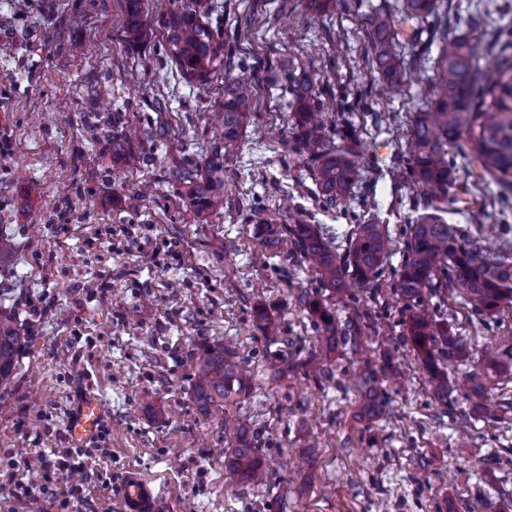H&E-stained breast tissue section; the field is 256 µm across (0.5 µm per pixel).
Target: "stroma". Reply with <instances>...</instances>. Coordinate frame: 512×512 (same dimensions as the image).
<instances>
[{
  "mask_svg": "<svg viewBox=\"0 0 512 512\" xmlns=\"http://www.w3.org/2000/svg\"><path fill=\"white\" fill-rule=\"evenodd\" d=\"M382 0H223L231 76L259 83L258 112L224 163V210L197 215L170 174L203 163L219 124L223 82L183 84L162 37L123 40L127 0H0V232L16 247L0 268V310L26 342L0 387V512H119L127 473L154 480L161 512H512V372L486 381L496 422L461 436L465 398L447 409L428 389L393 292V254L378 296L335 298L290 240L264 248L258 219L303 221L344 241L354 224L399 238L424 194L401 168L409 122L429 96L411 74L390 93L366 63L365 17ZM449 29L482 53L512 26V0H444ZM287 73H280L281 60ZM308 77L328 133L351 124L363 180L345 206H319L309 170L284 145L290 108ZM395 121H387L386 113ZM167 120V134L158 131ZM449 192L451 224H511L512 203L466 170ZM357 323L360 345L330 346L304 298ZM270 318L257 328L256 308ZM438 326L468 340L449 379L512 346V307L485 316L432 298ZM237 343L254 371L249 396L226 411L259 439L264 486L224 468L233 442L191 397L190 356ZM293 363L272 376L271 357ZM401 373L390 414L362 417L364 368ZM95 394L103 422L82 469L48 459L72 447L69 424Z\"/></svg>",
  "mask_w": 512,
  "mask_h": 512,
  "instance_id": "35a3bbf8",
  "label": "stroma"
}]
</instances>
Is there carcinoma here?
Returning a JSON list of instances; mask_svg holds the SVG:
<instances>
[{
	"label": "carcinoma",
	"instance_id": "cac0c4a2",
	"mask_svg": "<svg viewBox=\"0 0 512 512\" xmlns=\"http://www.w3.org/2000/svg\"><path fill=\"white\" fill-rule=\"evenodd\" d=\"M438 0H400L401 21H413V31L404 38L396 28L393 13L380 7L366 17L370 69L392 86L399 85L410 71L434 73L437 92L430 104L415 113L406 142V165L410 178L428 196L426 212L405 226L400 252L401 263L394 274V290L404 303L413 307L408 336L422 357L433 382L435 397L446 403L451 397L448 378L442 375L437 358H461L466 344L459 337L439 336L431 312L415 306L431 290L447 288L481 313L493 315L504 304H512V239L509 227L500 225L504 238L488 242L482 224H450L443 207L448 190L455 185L459 165L455 149L462 138L471 144L467 163L481 168L484 176L504 197L512 194V44L503 43L490 54L486 64L477 46L463 34H440L437 56L427 52L406 55L426 31L438 23ZM224 11L218 0H167L159 17L167 55L181 78L191 85H208L224 77L223 126L211 156L204 164L190 163L176 172L181 200L199 215L224 210V160L240 146V136L257 111L253 86L244 78L226 76L224 33L210 22ZM132 46L154 34L144 18L141 0H128L124 29ZM309 84L297 93L295 132L289 146L307 164L315 194L332 210L349 198L358 182V167L350 145L353 135L341 142L325 132L321 113L313 110ZM271 245L277 237L291 239L294 249L308 262L321 287L335 296L346 297L351 288L370 289L381 280L393 239L384 224H355L342 248L314 224H285L267 230ZM305 304L331 337L338 326L331 308L318 300ZM25 336L16 317L0 311V386L7 385L19 361ZM192 398L204 412L224 409L240 399L252 386L251 371L238 355L237 347L224 344L198 348L192 356ZM486 369L493 372L512 365V348L487 353ZM473 382L465 393L472 411L491 421L494 411L486 401L480 374L469 372ZM375 372L363 376L366 402L362 415L377 417L387 406ZM224 430L234 433V447L224 452V468L242 484L261 485L264 463L256 436L248 434L228 417L221 418Z\"/></svg>",
	"mask_w": 512,
	"mask_h": 512
}]
</instances>
